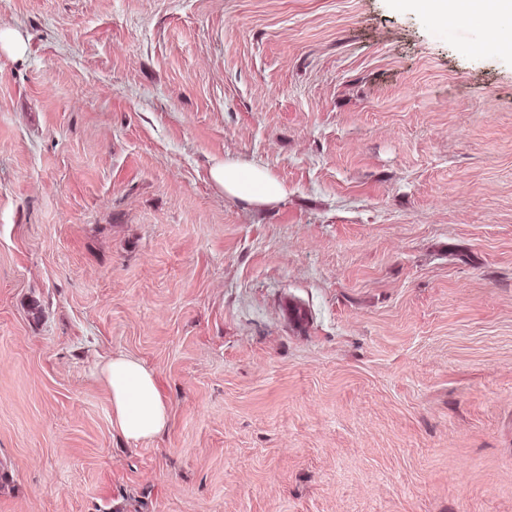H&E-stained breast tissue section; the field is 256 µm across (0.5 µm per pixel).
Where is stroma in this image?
Returning <instances> with one entry per match:
<instances>
[{"label": "stroma", "instance_id": "1", "mask_svg": "<svg viewBox=\"0 0 512 512\" xmlns=\"http://www.w3.org/2000/svg\"><path fill=\"white\" fill-rule=\"evenodd\" d=\"M497 24L0 0V512H512ZM227 158L287 196L227 197ZM119 354L169 411L135 444ZM112 401V419L130 442L159 434L168 424L167 405L155 375L139 361L117 356L101 368Z\"/></svg>", "mask_w": 512, "mask_h": 512}]
</instances>
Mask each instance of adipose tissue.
<instances>
[{
  "label": "adipose tissue",
  "mask_w": 512,
  "mask_h": 512,
  "mask_svg": "<svg viewBox=\"0 0 512 512\" xmlns=\"http://www.w3.org/2000/svg\"><path fill=\"white\" fill-rule=\"evenodd\" d=\"M412 9L439 21L459 17L466 8L490 12L507 28L497 36L495 49L512 57V0H398ZM214 181L226 195L255 204H272L283 199L287 189L260 165L227 159L211 169ZM112 401V419L126 440L137 442L159 434L167 425V405L154 374L139 361L117 356L101 368Z\"/></svg>",
  "instance_id": "adipose-tissue-1"
}]
</instances>
